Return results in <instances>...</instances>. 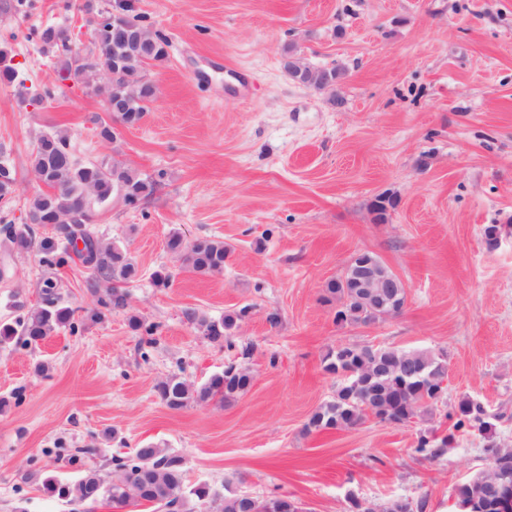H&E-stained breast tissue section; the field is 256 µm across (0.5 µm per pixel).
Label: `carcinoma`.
Returning <instances> with one entry per match:
<instances>
[{
	"label": "carcinoma",
	"instance_id": "1",
	"mask_svg": "<svg viewBox=\"0 0 512 512\" xmlns=\"http://www.w3.org/2000/svg\"><path fill=\"white\" fill-rule=\"evenodd\" d=\"M107 14L100 13L91 20L92 41L86 55L74 51L62 29L47 27L39 32V40L49 48L62 47L64 54L59 69L60 80L83 81V71L97 65H109L121 56L127 59L125 79L108 91V96H120L123 112L120 117L131 123L141 121L153 102V88L146 77L148 66L166 58V39L153 33L154 44L142 55L129 53L125 41L112 31L105 21ZM9 52L0 47V82L11 84L17 71L8 64ZM284 68L305 71H322L333 79H342L344 73L336 68L319 69L298 57L294 48L285 52ZM32 171L39 175L46 190L34 196L27 204L26 216L40 224H51L54 234L39 242L40 251L48 256L49 264H61L73 257L90 267L101 279L115 281L106 297L98 299L108 309L126 305V294L120 284L134 279L137 266L119 242L101 244L90 230L89 224L96 207L106 204L113 196L120 195L129 205L149 196L153 183L134 170L118 168L108 173L103 162L80 164L74 158L70 135L54 131L40 137L31 156ZM16 181L11 165L0 161V203L9 204ZM396 200L380 194L371 201L368 209L374 221L383 223ZM33 229L27 225L8 226L3 238L4 252L20 255L34 246ZM167 248L177 254L184 269L206 275L224 270L230 252L224 241L202 237L186 242L173 233ZM325 292L336 300V321L361 326L374 320L372 307L358 300L351 288L342 286V279L327 282ZM249 313L243 307L227 313L219 320H212L194 312L187 317L204 328L206 336L214 341H224L232 346L231 337L238 323ZM75 311L62 303L58 289L47 285L42 292L41 305L19 317L15 322H0V344L18 336L24 342L38 343L56 330L74 324ZM323 369L341 376L347 372L355 375L344 380L336 395L320 405L305 425L308 433L326 429H353L368 417L383 421L406 423L428 412L440 396V383L448 374L445 359L429 350L406 351L386 346L341 345L329 350L322 358ZM253 378L248 367L230 362L220 373L207 382L194 387L176 375L156 385V392L170 409L179 410L190 403H223L245 391ZM503 413H491L484 404L468 396L462 397L453 414V431L436 441L426 434L418 436L413 452L424 459L441 457L446 448L456 440V434L479 435L485 441L484 452L488 460L500 464V471L491 468L456 486L457 492L481 508V512H500V488L503 483L512 485V448H501L495 439V422ZM147 482L149 491L142 495V502L127 498L129 487ZM45 493L66 503L94 504L101 500L122 509L130 505L148 506L163 512H295L294 507L281 502L279 496L265 498L246 497L237 493H221L207 484L187 486L183 457L162 448L145 446L137 449L132 457L115 459L113 476L105 477L95 470H88L74 483H65L54 475L42 480ZM398 508L384 512H426L428 499H400Z\"/></svg>",
	"mask_w": 512,
	"mask_h": 512
}]
</instances>
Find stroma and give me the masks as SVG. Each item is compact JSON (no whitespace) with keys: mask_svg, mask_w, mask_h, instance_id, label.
Segmentation results:
<instances>
[{"mask_svg":"<svg viewBox=\"0 0 512 512\" xmlns=\"http://www.w3.org/2000/svg\"><path fill=\"white\" fill-rule=\"evenodd\" d=\"M16 1L0 0V45L19 73L0 83V157L17 172L0 218L23 223L43 189L31 154L55 130L70 134L80 162L107 157L155 187L137 205L115 197L94 214L97 237L124 243L140 270L126 306L102 319L108 284L91 268L47 264L36 248L0 251V322L38 305L49 283L77 310L75 328L0 344V398L10 401L0 512H71L42 491V475L108 474L113 456L147 445L181 455L189 484L286 495L308 512L421 496L427 512H454L452 488L488 466L484 441L457 438L427 461L412 453L419 434H448L467 395L506 406L496 441L512 447V0H130L166 38L167 57L147 71L158 87L149 112L113 142L100 136L112 122L100 97L60 80L58 53L28 37L61 27L88 47L86 14L69 0ZM289 46L312 66L345 67L341 104L290 79ZM47 85L55 101L33 104ZM379 194L396 200L382 224L368 209ZM175 231L223 240V272L183 269L166 246ZM359 252L407 287L404 310L369 327L337 322L324 299ZM157 271L168 287L154 284ZM246 305L228 344L184 315L216 320ZM367 343L444 354L442 400L405 424L370 417L306 433L341 382L323 355ZM237 360L253 382L230 402L173 410L155 391L172 375L201 385ZM73 448L98 454L72 465Z\"/></svg>","mask_w":512,"mask_h":512,"instance_id":"35a3bbf8","label":"stroma"}]
</instances>
